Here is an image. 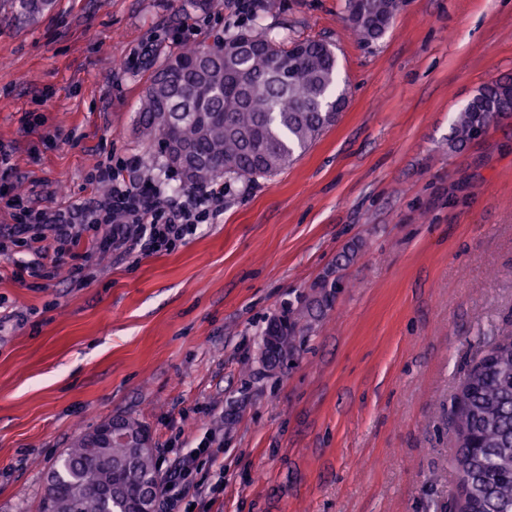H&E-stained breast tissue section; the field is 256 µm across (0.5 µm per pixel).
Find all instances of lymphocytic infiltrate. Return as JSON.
Masks as SVG:
<instances>
[{
    "mask_svg": "<svg viewBox=\"0 0 512 512\" xmlns=\"http://www.w3.org/2000/svg\"><path fill=\"white\" fill-rule=\"evenodd\" d=\"M150 170L143 158H107L87 174L98 196L55 207H34L28 198L0 190V201L15 218L7 235L0 237V255L13 246L34 250L36 261L25 267L29 276L50 279L65 266L75 282L84 284L97 274L98 252L120 258L169 253L223 215V183L171 197L163 195ZM195 470L192 454L166 467L161 501L171 507L189 493L201 492V484L193 479Z\"/></svg>",
    "mask_w": 512,
    "mask_h": 512,
    "instance_id": "lymphocytic-infiltrate-1",
    "label": "lymphocytic infiltrate"
}]
</instances>
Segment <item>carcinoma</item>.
Instances as JSON below:
<instances>
[{
  "mask_svg": "<svg viewBox=\"0 0 512 512\" xmlns=\"http://www.w3.org/2000/svg\"><path fill=\"white\" fill-rule=\"evenodd\" d=\"M402 0H347L346 21L358 39H380ZM52 0H18L34 20ZM246 44L236 63L224 49ZM337 58L315 39L283 46L264 31L241 30L211 45L181 47L150 75L138 111L137 130L151 163L176 173L183 188L219 176L251 181L276 174L334 125L346 105L336 91ZM512 112V79L498 80L454 117L448 145L460 148L495 120ZM187 145L199 155L189 168L174 157ZM305 326L291 312L271 322L263 353L281 362L297 351ZM449 417L457 440L460 512H512V336L501 337L469 370ZM94 432L82 431L50 468L42 512H130L140 498L156 497L161 481L155 454L127 462L115 443L93 448Z\"/></svg>",
  "mask_w": 512,
  "mask_h": 512,
  "instance_id": "1",
  "label": "carcinoma"
}]
</instances>
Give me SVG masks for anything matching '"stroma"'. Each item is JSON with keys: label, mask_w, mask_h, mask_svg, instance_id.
Wrapping results in <instances>:
<instances>
[{"label": "stroma", "mask_w": 512, "mask_h": 512, "mask_svg": "<svg viewBox=\"0 0 512 512\" xmlns=\"http://www.w3.org/2000/svg\"><path fill=\"white\" fill-rule=\"evenodd\" d=\"M189 15L199 44L243 27L233 0H52L33 23L0 0V142L16 164L0 184L54 206L93 196L106 155H145L140 98ZM345 15L346 0H260L253 25L334 46L348 104L293 164L232 182L216 223L169 254L104 257L86 285L0 257V512H41L54 458L115 417L156 449L223 444L194 474L222 491L175 512H449L448 414L512 333V115L458 150L448 133L512 77V0H404L369 44ZM287 312L305 342L267 366L260 336Z\"/></svg>", "instance_id": "obj_1"}]
</instances>
